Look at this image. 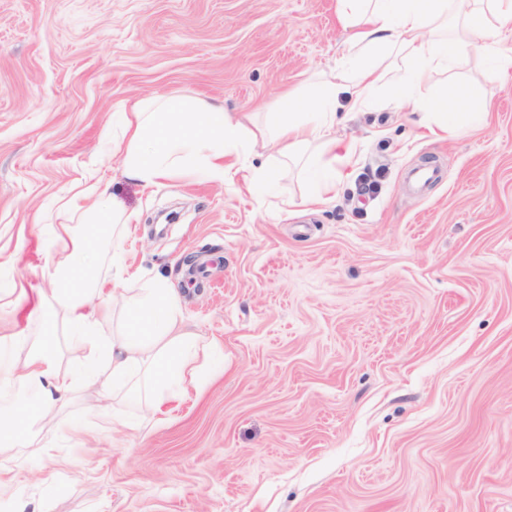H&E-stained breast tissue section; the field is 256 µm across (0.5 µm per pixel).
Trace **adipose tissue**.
I'll list each match as a JSON object with an SVG mask.
<instances>
[{
    "instance_id": "ef3b65f1",
    "label": "adipose tissue",
    "mask_w": 512,
    "mask_h": 512,
    "mask_svg": "<svg viewBox=\"0 0 512 512\" xmlns=\"http://www.w3.org/2000/svg\"><path fill=\"white\" fill-rule=\"evenodd\" d=\"M337 9L356 50L353 64L338 63L320 82L290 87L260 123L249 113L188 96L137 103L112 141L123 176L146 188L197 171L220 182L243 168L257 144L272 143L276 164L253 169L252 181L274 180L297 164L310 186L306 203L322 204L358 150L356 141L332 134L339 100L359 110L385 87L400 106L422 87L429 133L458 138L485 116L489 93L479 78L451 88L436 81L435 72L469 57L512 66V0H337ZM374 52L400 54L410 65L408 78L391 79L371 60ZM61 208L79 214L83 224L54 225L48 249L66 245L70 251L46 266L50 288L43 301L80 363L65 371L43 343L0 337V454L32 445L76 391L97 401L122 393L158 411L177 389L208 376L196 363L201 339L186 330L179 294L168 280L139 282L118 267L112 290H105L102 257L120 256L122 226L129 221L107 187L74 190Z\"/></svg>"
}]
</instances>
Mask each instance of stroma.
<instances>
[{
  "mask_svg": "<svg viewBox=\"0 0 512 512\" xmlns=\"http://www.w3.org/2000/svg\"><path fill=\"white\" fill-rule=\"evenodd\" d=\"M336 0H0V337L41 339L46 227L102 181L129 217V271L173 281L224 371L158 413L76 395L20 449L31 512H512V73L468 60L490 112L434 139L377 101L328 205L299 170L143 188L112 160L114 115L188 93L268 112L346 51ZM438 177L417 191V166ZM55 471L51 483L43 472Z\"/></svg>",
  "mask_w": 512,
  "mask_h": 512,
  "instance_id": "stroma-1",
  "label": "stroma"
}]
</instances>
